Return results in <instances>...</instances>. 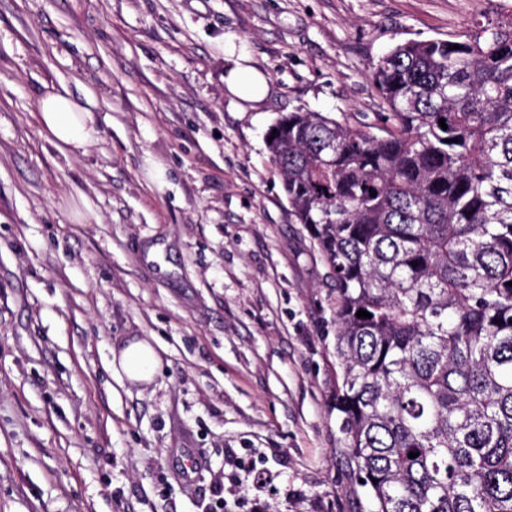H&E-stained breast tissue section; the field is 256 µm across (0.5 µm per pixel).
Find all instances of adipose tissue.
Masks as SVG:
<instances>
[{
  "mask_svg": "<svg viewBox=\"0 0 512 512\" xmlns=\"http://www.w3.org/2000/svg\"><path fill=\"white\" fill-rule=\"evenodd\" d=\"M38 119L43 130L60 146L79 150L89 141L90 115L72 99L67 87H58L40 99ZM113 363L129 382L146 383L155 374L158 358L149 342L133 340L114 357Z\"/></svg>",
  "mask_w": 512,
  "mask_h": 512,
  "instance_id": "ef3b65f1",
  "label": "adipose tissue"
}]
</instances>
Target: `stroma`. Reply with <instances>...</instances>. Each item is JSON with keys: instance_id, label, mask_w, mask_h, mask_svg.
<instances>
[{"instance_id": "stroma-1", "label": "stroma", "mask_w": 512, "mask_h": 512, "mask_svg": "<svg viewBox=\"0 0 512 512\" xmlns=\"http://www.w3.org/2000/svg\"><path fill=\"white\" fill-rule=\"evenodd\" d=\"M512 0H0V512H369L336 392L335 294L266 145L298 108L379 112L369 75ZM268 79L232 96L230 61ZM91 116L61 151L38 102ZM86 204L91 214L74 217ZM140 338L150 383L113 371ZM208 463L193 486L180 468Z\"/></svg>"}]
</instances>
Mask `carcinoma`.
Instances as JSON below:
<instances>
[{"instance_id":"obj_1","label":"carcinoma","mask_w":512,"mask_h":512,"mask_svg":"<svg viewBox=\"0 0 512 512\" xmlns=\"http://www.w3.org/2000/svg\"><path fill=\"white\" fill-rule=\"evenodd\" d=\"M371 79L374 122L299 108L267 141L334 282L344 448L373 512H512V16Z\"/></svg>"}]
</instances>
